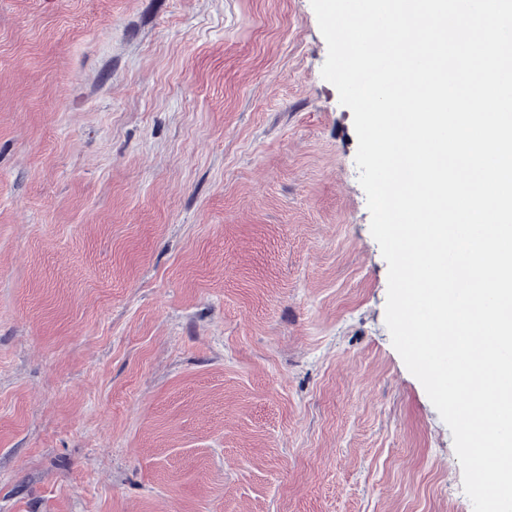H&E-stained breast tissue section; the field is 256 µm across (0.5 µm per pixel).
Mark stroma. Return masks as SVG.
<instances>
[{
	"mask_svg": "<svg viewBox=\"0 0 512 512\" xmlns=\"http://www.w3.org/2000/svg\"><path fill=\"white\" fill-rule=\"evenodd\" d=\"M327 53L310 0H0V512H473Z\"/></svg>",
	"mask_w": 512,
	"mask_h": 512,
	"instance_id": "stroma-1",
	"label": "stroma"
}]
</instances>
